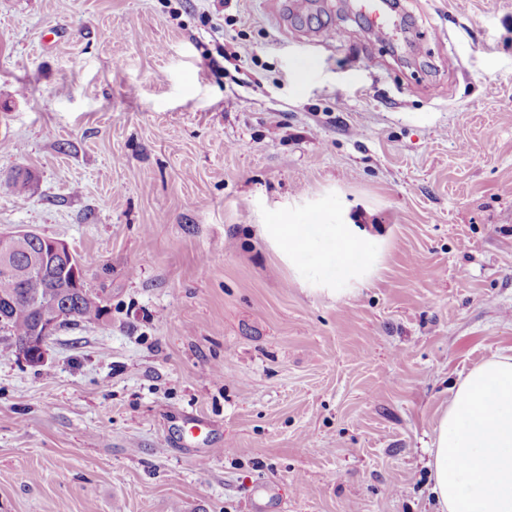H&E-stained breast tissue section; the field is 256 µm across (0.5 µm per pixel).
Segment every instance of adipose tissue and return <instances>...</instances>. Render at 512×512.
Wrapping results in <instances>:
<instances>
[{
	"instance_id": "ef3b65f1",
	"label": "adipose tissue",
	"mask_w": 512,
	"mask_h": 512,
	"mask_svg": "<svg viewBox=\"0 0 512 512\" xmlns=\"http://www.w3.org/2000/svg\"><path fill=\"white\" fill-rule=\"evenodd\" d=\"M260 230L305 290L337 299L377 271L379 239L330 205L275 213ZM429 456L441 512H512V356L487 359L458 381Z\"/></svg>"
}]
</instances>
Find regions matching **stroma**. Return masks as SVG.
Here are the masks:
<instances>
[{
  "mask_svg": "<svg viewBox=\"0 0 512 512\" xmlns=\"http://www.w3.org/2000/svg\"><path fill=\"white\" fill-rule=\"evenodd\" d=\"M0 0V231L102 300L0 346V512H437L451 388L512 355V0ZM316 61L307 78L300 59ZM355 294L258 231L323 200ZM32 178L30 171L26 169H19L3 182L0 181V191L7 192L15 196H23L29 190ZM331 211L327 203L311 213L288 209L259 227L301 288L338 299L376 273L380 240Z\"/></svg>",
  "mask_w": 512,
  "mask_h": 512,
  "instance_id": "obj_1",
  "label": "stroma"
}]
</instances>
